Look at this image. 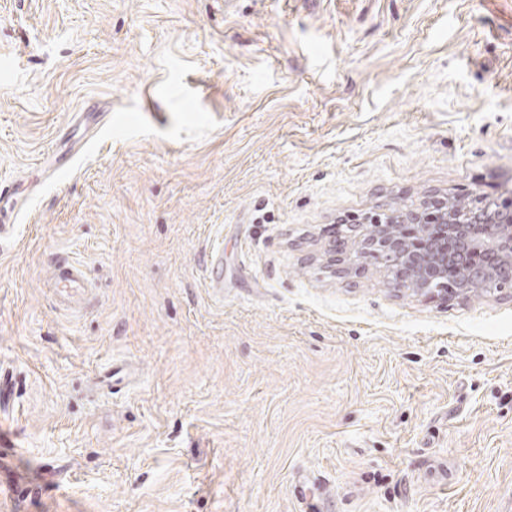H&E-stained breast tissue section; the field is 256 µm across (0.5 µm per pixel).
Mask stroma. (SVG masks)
<instances>
[{
    "instance_id": "1",
    "label": "stroma",
    "mask_w": 512,
    "mask_h": 512,
    "mask_svg": "<svg viewBox=\"0 0 512 512\" xmlns=\"http://www.w3.org/2000/svg\"><path fill=\"white\" fill-rule=\"evenodd\" d=\"M2 59L0 512H512V292L328 231L512 201V0H0ZM416 210L414 208L404 209V210H388L385 213L380 214L382 218H377L373 222V226L377 229H381L384 231H389L396 227L398 224H402L407 220H414L416 217ZM405 229V225H400L393 229L395 233L398 235H403V231ZM207 282L210 288H224V253L213 250L206 265ZM51 288H56V295L61 305L78 302L80 290L87 287L88 274L85 267L69 256L57 255L51 264L49 278Z\"/></svg>"
}]
</instances>
